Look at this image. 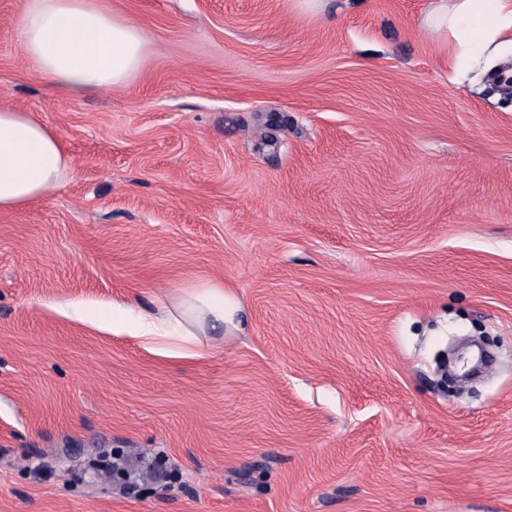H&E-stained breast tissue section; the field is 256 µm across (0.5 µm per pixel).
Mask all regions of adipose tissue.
<instances>
[{"mask_svg": "<svg viewBox=\"0 0 512 512\" xmlns=\"http://www.w3.org/2000/svg\"><path fill=\"white\" fill-rule=\"evenodd\" d=\"M425 24L450 33L448 61L460 74L489 54L512 52V0H434ZM21 43L35 75L78 97L123 85L142 64L145 35L96 0H28ZM69 170L51 126L33 113L0 107V210L45 195ZM241 313L223 282L207 280L138 312L131 330L160 352L191 356L199 330L235 324Z\"/></svg>", "mask_w": 512, "mask_h": 512, "instance_id": "ef3b65f1", "label": "adipose tissue"}]
</instances>
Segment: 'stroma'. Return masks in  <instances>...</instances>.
Listing matches in <instances>:
<instances>
[{
  "mask_svg": "<svg viewBox=\"0 0 512 512\" xmlns=\"http://www.w3.org/2000/svg\"><path fill=\"white\" fill-rule=\"evenodd\" d=\"M26 3L71 170L0 211V512H512V96L431 0H99L144 60L77 101ZM210 278L195 357L91 323Z\"/></svg>",
  "mask_w": 512,
  "mask_h": 512,
  "instance_id": "35a3bbf8",
  "label": "stroma"
}]
</instances>
